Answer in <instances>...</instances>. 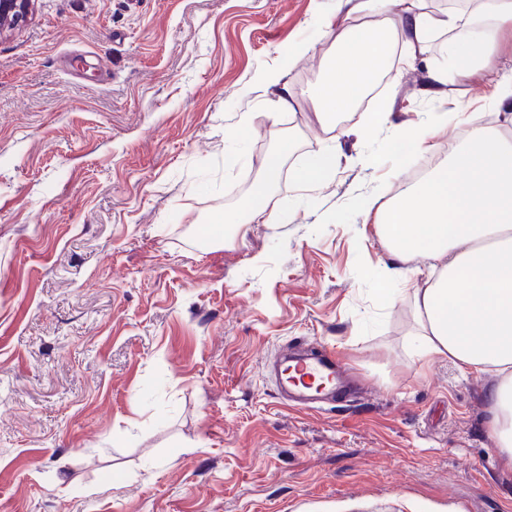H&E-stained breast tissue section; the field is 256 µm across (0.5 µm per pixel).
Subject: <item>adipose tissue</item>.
<instances>
[{"mask_svg": "<svg viewBox=\"0 0 512 512\" xmlns=\"http://www.w3.org/2000/svg\"><path fill=\"white\" fill-rule=\"evenodd\" d=\"M364 6L372 24L325 22L332 49L308 95L327 132L395 58L413 60L433 48L443 59L434 85L484 76L491 106L512 112V76L500 73L502 47L512 42V0H467L462 11L433 9L429 0H365ZM451 121L444 113L434 126L397 131L389 149L430 152L433 128ZM467 124L446 160L387 207L362 215L377 225L391 258L388 279L410 281L420 275V262L428 263V277L410 296L418 352L495 376L488 431L497 454L512 463V129L483 124L477 112ZM292 147L289 138L278 142L244 205L215 217L213 239H223L232 224L278 223L269 192Z\"/></svg>", "mask_w": 512, "mask_h": 512, "instance_id": "obj_1", "label": "adipose tissue"}]
</instances>
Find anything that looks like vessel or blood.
<instances>
[{"mask_svg":"<svg viewBox=\"0 0 512 512\" xmlns=\"http://www.w3.org/2000/svg\"><path fill=\"white\" fill-rule=\"evenodd\" d=\"M273 370L286 401L299 411L347 398L353 388L345 368L327 352L283 355L274 361Z\"/></svg>","mask_w":512,"mask_h":512,"instance_id":"1","label":"vessel or blood"}]
</instances>
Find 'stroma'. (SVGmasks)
Instances as JSON below:
<instances>
[{"instance_id": "1", "label": "stroma", "mask_w": 512, "mask_h": 512, "mask_svg": "<svg viewBox=\"0 0 512 512\" xmlns=\"http://www.w3.org/2000/svg\"><path fill=\"white\" fill-rule=\"evenodd\" d=\"M339 11L35 0L0 32V512H512L493 375L418 359L409 301L377 293L390 257L358 207L441 162L487 88L461 76L432 94L439 53L396 62L340 120L329 181L300 189L290 169L327 143L306 91ZM297 42L312 52L293 57ZM269 68L297 95L275 126L255 80ZM381 109L388 124L365 131ZM439 112L458 122L433 151H387ZM284 134L297 149L270 200L284 220L212 247L206 224ZM298 343L363 377L357 402L282 404L266 365Z\"/></svg>"}]
</instances>
